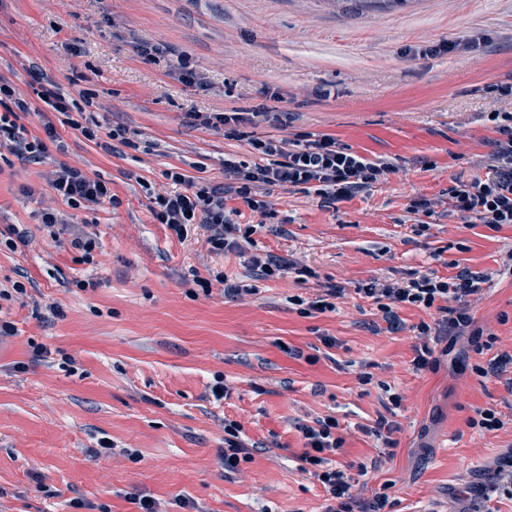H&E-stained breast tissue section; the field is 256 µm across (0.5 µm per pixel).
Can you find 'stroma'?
<instances>
[{
    "mask_svg": "<svg viewBox=\"0 0 512 512\" xmlns=\"http://www.w3.org/2000/svg\"><path fill=\"white\" fill-rule=\"evenodd\" d=\"M425 40L440 53L419 56ZM145 44L165 62H147ZM182 58L204 85L182 81ZM1 72L25 91L47 73L72 99L101 103L99 138L125 125L140 147L105 151L54 112L20 119L36 136L55 123L60 144L43 162L0 147V289L27 288L0 302V320L15 328L0 338V512H71L74 498L132 512L134 494L160 512H183V499L200 512H326L324 488L298 467L297 427L328 416L345 438L336 465L359 499L386 494L391 512H512V489L488 502L467 494L512 459V393L474 371L512 354V276L499 272L512 224L459 221L448 200L453 181L490 177L489 116L512 113V98L492 90L512 84V0H408L395 10L385 0H0ZM260 107L288 112L292 133L330 134L397 168L333 207L276 189L263 225L227 194L237 222L257 224L258 253L311 267L307 281L256 279L249 252H209L202 227L178 240L147 208L146 186L168 169L223 187L225 160H255L246 141L190 112ZM62 163L111 181L120 207L71 208L48 185ZM422 198L433 215L410 213ZM47 207L93 234L92 262L51 241L40 223ZM15 231L24 241L12 250L4 241ZM465 268L491 277L472 307L477 327L497 337L482 353L464 336L451 347L422 341L415 326L438 312L404 306L392 325L361 292L376 279ZM219 272L242 285L236 299L194 283ZM83 279L93 287L77 288ZM327 283L346 289L335 311L306 317L289 304ZM425 344L438 366L414 371ZM219 377L220 401L210 391ZM392 396L399 406L388 407ZM486 408L503 429L468 426ZM382 415L390 448L369 432ZM228 420L251 452L234 472L219 462ZM102 440L112 444L106 458L94 454Z\"/></svg>",
    "mask_w": 512,
    "mask_h": 512,
    "instance_id": "35a3bbf8",
    "label": "stroma"
}]
</instances>
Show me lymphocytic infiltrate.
I'll return each mask as SVG.
<instances>
[{
  "label": "lymphocytic infiltrate",
  "mask_w": 512,
  "mask_h": 512,
  "mask_svg": "<svg viewBox=\"0 0 512 512\" xmlns=\"http://www.w3.org/2000/svg\"><path fill=\"white\" fill-rule=\"evenodd\" d=\"M37 102H29L14 87L12 80L0 75V140L9 144L11 153L28 160H40L49 154V146L59 135L52 122L43 125V136L26 137L15 121L20 112L38 107L62 115L76 104L60 91L40 87ZM263 119L276 128L268 138L254 137L245 130L253 117L247 112H197L193 118L207 128H227L229 135L246 140L256 163L225 161L224 172L236 182L235 192L260 217H271L267 196L274 187H299L315 193L323 203L332 205L351 198L364 188L388 179L396 170L387 160L371 161L355 153L329 134L288 136V124L281 113L265 110ZM499 136L488 160L494 173L491 180L453 182L448 195L452 212L459 219H476L492 228L512 224V113L500 115ZM168 189L150 192L148 210L155 223L168 227L178 240H186L197 226L208 231L206 242L211 252L243 251L251 243L257 227L235 224L224 203L223 189L211 186L173 168L165 173ZM49 184L70 207L91 208L101 203L119 207L107 181L90 177L77 166L62 164L51 172ZM490 277L481 271L463 270L451 277L431 272H415L408 280L392 283L371 281L364 293L373 299L388 322H396L403 306L433 309L443 313V331L449 341L468 337L476 352L491 350L494 335L474 325L470 297L481 295ZM335 418L326 417L316 425H300L305 448L297 460L302 471L322 484L333 504L327 512H384L389 498L380 494L367 503L357 502L352 493L353 479L333 466L331 457L342 451L344 439L337 434Z\"/></svg>",
  "instance_id": "f902f5d3"
}]
</instances>
